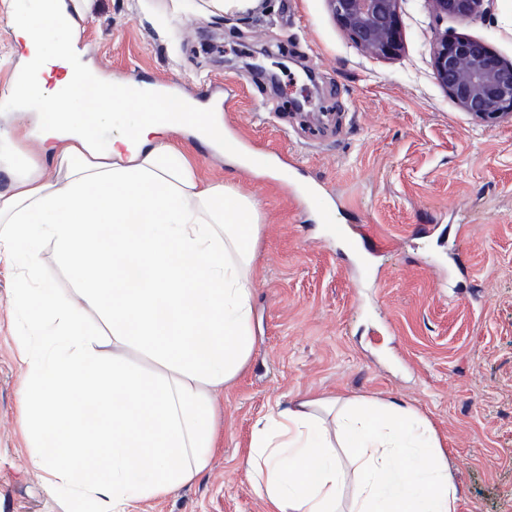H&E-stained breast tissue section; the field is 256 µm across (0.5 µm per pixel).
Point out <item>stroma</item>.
<instances>
[{
    "mask_svg": "<svg viewBox=\"0 0 512 512\" xmlns=\"http://www.w3.org/2000/svg\"><path fill=\"white\" fill-rule=\"evenodd\" d=\"M0 0V90L25 55ZM77 46L115 85L140 78L202 104L224 89L223 136L277 166L258 174L191 133L173 143L205 180L260 204L255 341L226 384L209 469L132 512H265L243 459L275 403L365 397L425 417L458 488L457 512H512V118L462 111L437 82L446 31L512 61V0L436 19L401 0L402 45L356 48L327 0H80ZM340 224L373 245L351 257ZM0 268V512H63L30 468L18 411L24 369Z\"/></svg>",
    "mask_w": 512,
    "mask_h": 512,
    "instance_id": "obj_1",
    "label": "stroma"
}]
</instances>
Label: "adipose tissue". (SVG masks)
I'll return each mask as SVG.
<instances>
[{"mask_svg":"<svg viewBox=\"0 0 512 512\" xmlns=\"http://www.w3.org/2000/svg\"><path fill=\"white\" fill-rule=\"evenodd\" d=\"M67 0H26L11 22L27 49L0 101L31 112L56 175L0 127V264L21 317L19 410L30 463L66 512H126L210 466L216 401L254 344L251 272L259 204L204 182L168 140L198 104L116 86L76 49ZM68 78L48 84L52 64ZM142 114L104 137L109 111ZM32 242L18 252L19 242ZM52 248L72 288L40 281ZM95 253L96 264L84 263ZM160 366L145 374L126 352ZM247 470L268 512H457L458 492L429 423L395 401L310 399L256 426Z\"/></svg>","mask_w":512,"mask_h":512,"instance_id":"adipose-tissue-1","label":"adipose tissue"}]
</instances>
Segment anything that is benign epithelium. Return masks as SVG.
Segmentation results:
<instances>
[{
  "label": "benign epithelium",
  "mask_w": 512,
  "mask_h": 512,
  "mask_svg": "<svg viewBox=\"0 0 512 512\" xmlns=\"http://www.w3.org/2000/svg\"><path fill=\"white\" fill-rule=\"evenodd\" d=\"M338 24L364 52L389 57L400 50V0H328ZM436 16L472 20L493 0H430ZM432 65L450 99L473 120L493 124L512 115V62L481 40L437 34Z\"/></svg>",
  "instance_id": "obj_1"
}]
</instances>
